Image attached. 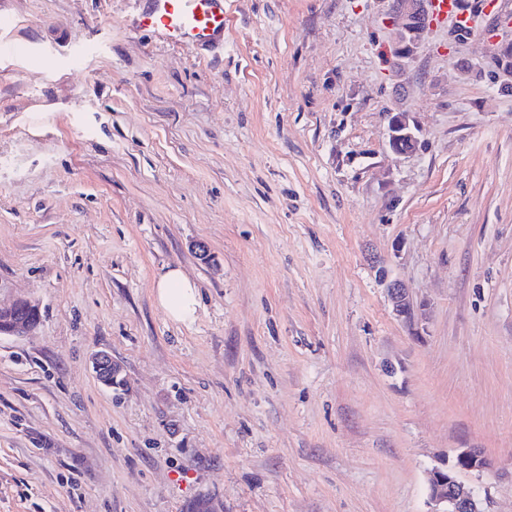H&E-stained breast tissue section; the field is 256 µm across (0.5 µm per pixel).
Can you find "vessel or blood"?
<instances>
[{
	"label": "vessel or blood",
	"instance_id": "vessel-or-blood-1",
	"mask_svg": "<svg viewBox=\"0 0 512 512\" xmlns=\"http://www.w3.org/2000/svg\"><path fill=\"white\" fill-rule=\"evenodd\" d=\"M430 19L439 25L450 20L460 28L471 24L457 0H430ZM140 24L166 43L215 49L224 44V0H148Z\"/></svg>",
	"mask_w": 512,
	"mask_h": 512
}]
</instances>
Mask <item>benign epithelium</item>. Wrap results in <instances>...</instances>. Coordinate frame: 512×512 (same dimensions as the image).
<instances>
[{
  "label": "benign epithelium",
  "mask_w": 512,
  "mask_h": 512,
  "mask_svg": "<svg viewBox=\"0 0 512 512\" xmlns=\"http://www.w3.org/2000/svg\"><path fill=\"white\" fill-rule=\"evenodd\" d=\"M391 25L395 30L393 52L400 58L408 59L419 47L425 31L427 0H391ZM420 142L419 130L410 125L404 112L389 113L388 144L391 151L405 155L416 150ZM388 302L393 313L404 321L415 318L414 302L408 288L398 281L388 283ZM39 311V305L31 300L19 299L0 305V334L26 336L37 329L30 319L19 315L20 308ZM91 367L96 377L108 387L116 386L122 379V368L105 351H98L91 357ZM489 467L488 459L475 448L459 451L452 461L430 470L428 496L433 509L430 512H490V500L481 498L474 487L460 479L462 472H482Z\"/></svg>",
  "instance_id": "obj_1"
}]
</instances>
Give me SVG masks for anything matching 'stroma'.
<instances>
[{"label": "stroma", "instance_id": "1", "mask_svg": "<svg viewBox=\"0 0 512 512\" xmlns=\"http://www.w3.org/2000/svg\"><path fill=\"white\" fill-rule=\"evenodd\" d=\"M144 6L0 0V303L42 315L0 335V512H430L461 448L512 512V27L407 62L388 0H225L199 51ZM419 142V130L410 125L405 112L389 113L388 144L395 155L401 156L415 151ZM155 296L173 320L184 324L195 321L199 306L198 288L180 268H170L159 277ZM388 302L392 306L393 313L404 321H414L415 306L408 288L398 281L388 283L386 288ZM91 367L99 381L108 387H115L117 381L122 380L121 366L105 351H98L92 355Z\"/></svg>", "mask_w": 512, "mask_h": 512}]
</instances>
